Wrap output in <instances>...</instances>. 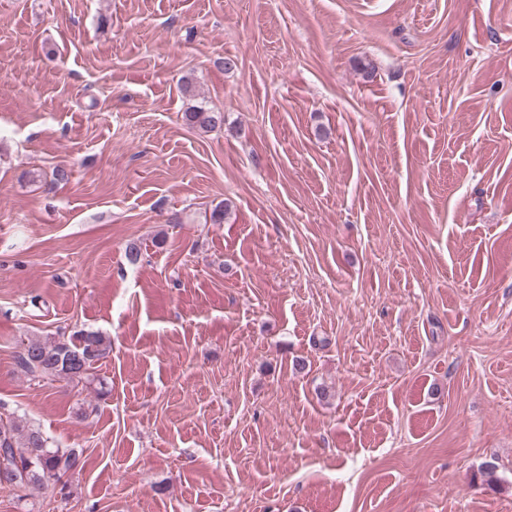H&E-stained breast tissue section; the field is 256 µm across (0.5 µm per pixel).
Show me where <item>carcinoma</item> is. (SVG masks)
<instances>
[{
	"instance_id": "cac0c4a2",
	"label": "carcinoma",
	"mask_w": 512,
	"mask_h": 512,
	"mask_svg": "<svg viewBox=\"0 0 512 512\" xmlns=\"http://www.w3.org/2000/svg\"><path fill=\"white\" fill-rule=\"evenodd\" d=\"M182 120L191 129L212 131L224 125V113L191 105ZM112 348L110 337L98 331L80 330L69 336L31 337L23 343L18 355L21 371L33 380L92 383L94 365ZM79 465L75 450L51 448L40 431L26 427L15 417L0 416V474L16 477L10 487L31 495Z\"/></svg>"
}]
</instances>
